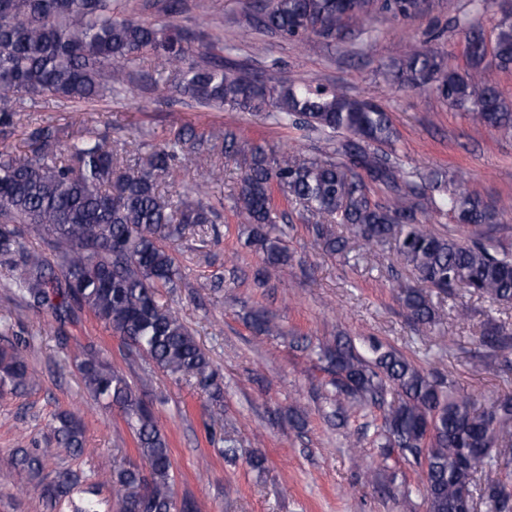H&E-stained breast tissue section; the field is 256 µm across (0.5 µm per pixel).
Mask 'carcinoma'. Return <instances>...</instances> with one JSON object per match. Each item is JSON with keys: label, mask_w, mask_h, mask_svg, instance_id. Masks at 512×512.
Here are the masks:
<instances>
[{"label": "carcinoma", "mask_w": 512, "mask_h": 512, "mask_svg": "<svg viewBox=\"0 0 512 512\" xmlns=\"http://www.w3.org/2000/svg\"><path fill=\"white\" fill-rule=\"evenodd\" d=\"M418 7V0H252L240 37H333L347 19L368 27L379 15L406 18ZM462 27L466 71L446 68L430 41L423 40L397 65L398 72L412 87L468 112L475 123L512 136V101L486 78L489 56L498 68H512V12H504L491 46L473 22L465 20ZM144 54L157 57L169 70L167 80L199 107L265 111L277 123L289 121L317 133L328 151L304 156L244 142L229 128H213L206 136L188 129L119 173L99 134L73 141L60 159L52 125L33 128L23 154L1 150L4 287L27 307L48 314L61 340L67 339L65 326L86 309L130 353L148 357L177 379H195L205 391H220L206 352L164 303L181 279L168 243L215 223L220 214L207 200L174 207L157 191L177 155L200 150L206 140L220 143L224 158L240 170L234 208L241 223L251 225L246 244L263 256L265 268L257 279L267 268L286 271L291 261L285 233L277 227V191L302 206L317 243L330 254L347 253V241L334 232V225L342 224L367 244L394 242L424 284L512 303V249L480 232L495 219V210L462 182L402 167L381 106L335 89L287 83L275 69L242 72L234 62L192 47V38L174 22L126 17L113 0H0V126L14 125L23 95L44 105L102 100L127 84L130 65ZM369 181L386 190L384 202L372 199ZM448 213L471 229L469 240L436 233L421 220ZM34 240L44 250H35ZM396 297L417 329L432 328L436 313L423 289L402 286ZM250 325L259 335L278 331L263 311L251 316ZM0 334L8 337L0 346V387L24 390L30 383L24 339L9 323ZM481 343L488 358L512 354V334L503 329L487 328ZM317 356L334 374L329 399L336 415L344 416L349 406L383 411L375 433L382 461L395 448L413 457L421 468L427 512H460L473 500L472 459L499 471L481 489L486 512H512V470H501L498 456L512 447V397L477 414L453 381L375 340L365 342L361 352L339 339L318 346ZM79 370L96 400L122 411L150 463L146 473L119 469L101 482L110 489L114 512H174L170 446L151 406L94 347L83 352ZM392 388L402 394L397 403L387 401ZM50 427L55 447L23 453L20 465L37 472L48 455L84 452V428L75 416L57 413ZM78 481L75 473L61 471L43 497L55 508Z\"/></svg>", "instance_id": "cac0c4a2"}]
</instances>
